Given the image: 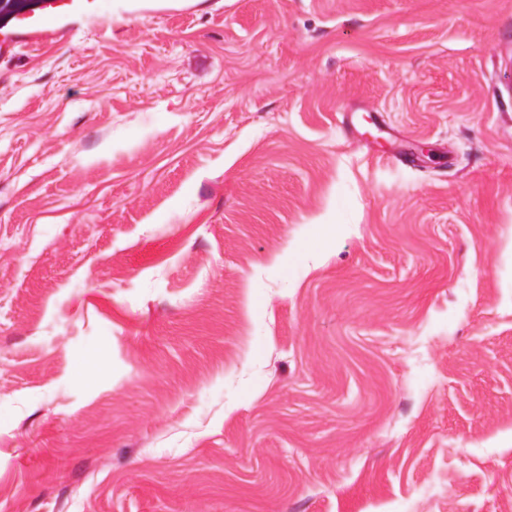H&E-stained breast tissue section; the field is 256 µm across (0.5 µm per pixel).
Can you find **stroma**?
<instances>
[{"instance_id": "1", "label": "stroma", "mask_w": 512, "mask_h": 512, "mask_svg": "<svg viewBox=\"0 0 512 512\" xmlns=\"http://www.w3.org/2000/svg\"><path fill=\"white\" fill-rule=\"evenodd\" d=\"M0 54V512H512V0H93Z\"/></svg>"}]
</instances>
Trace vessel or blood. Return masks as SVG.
Masks as SVG:
<instances>
[{"label":"vessel or blood","instance_id":"b4317fda","mask_svg":"<svg viewBox=\"0 0 512 512\" xmlns=\"http://www.w3.org/2000/svg\"><path fill=\"white\" fill-rule=\"evenodd\" d=\"M86 0H39L36 8L17 16L12 28L0 30V51L13 50L19 39L35 45L55 42L61 20L83 10Z\"/></svg>","mask_w":512,"mask_h":512}]
</instances>
